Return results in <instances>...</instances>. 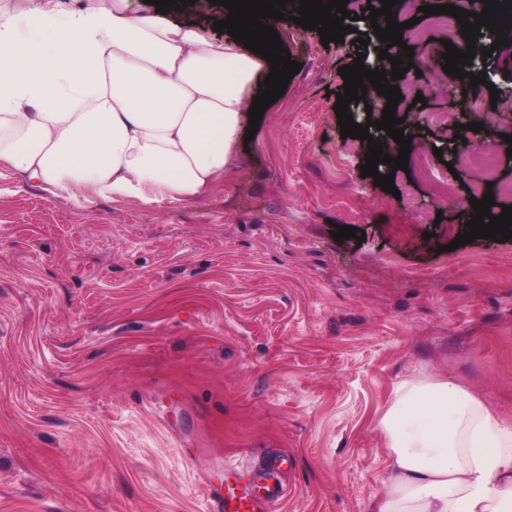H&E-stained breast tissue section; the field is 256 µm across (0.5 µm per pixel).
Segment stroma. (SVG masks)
I'll return each instance as SVG.
<instances>
[{"instance_id":"obj_1","label":"stroma","mask_w":512,"mask_h":512,"mask_svg":"<svg viewBox=\"0 0 512 512\" xmlns=\"http://www.w3.org/2000/svg\"><path fill=\"white\" fill-rule=\"evenodd\" d=\"M273 27L302 68L212 193L150 209L0 179V512H213L211 487L281 453L275 512H373L403 382L447 376L512 421V239L449 247L475 173L449 202L414 168L378 165L393 194L361 177L367 144L334 111L355 46ZM431 39L425 103L397 115L443 173L453 145L430 115L467 99ZM482 40L494 107L468 141L512 182V44Z\"/></svg>"}]
</instances>
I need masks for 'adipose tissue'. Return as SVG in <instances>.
<instances>
[{"label": "adipose tissue", "instance_id": "obj_1", "mask_svg": "<svg viewBox=\"0 0 512 512\" xmlns=\"http://www.w3.org/2000/svg\"><path fill=\"white\" fill-rule=\"evenodd\" d=\"M268 62L130 0L0 7V165L55 194L160 208L224 180ZM374 512H512V422L444 378L403 382L379 421Z\"/></svg>", "mask_w": 512, "mask_h": 512}]
</instances>
